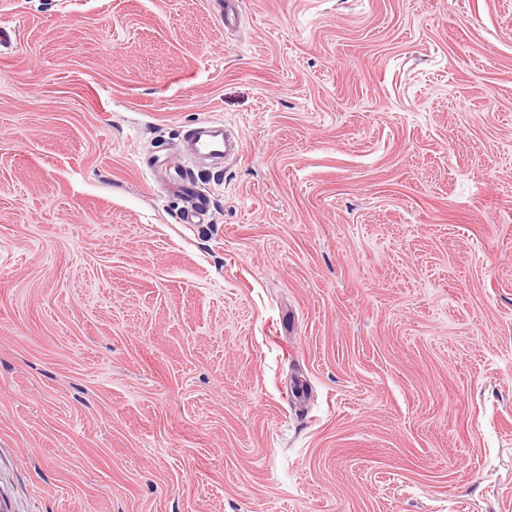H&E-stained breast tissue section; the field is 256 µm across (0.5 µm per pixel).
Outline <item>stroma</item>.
Returning <instances> with one entry per match:
<instances>
[{"instance_id":"1","label":"stroma","mask_w":512,"mask_h":512,"mask_svg":"<svg viewBox=\"0 0 512 512\" xmlns=\"http://www.w3.org/2000/svg\"><path fill=\"white\" fill-rule=\"evenodd\" d=\"M240 8L0 0V512H512V0ZM208 134L196 136L192 141L193 150L200 155L224 159V157L230 152H240L241 145L236 144L232 146L228 140L224 137L222 129L215 128L209 125Z\"/></svg>"}]
</instances>
